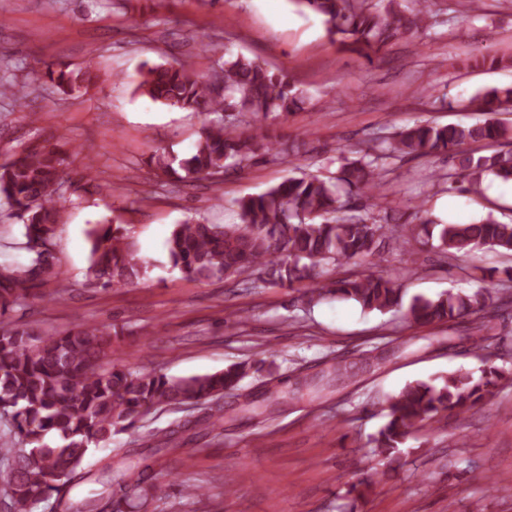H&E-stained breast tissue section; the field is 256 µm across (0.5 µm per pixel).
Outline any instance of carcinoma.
I'll return each mask as SVG.
<instances>
[{
    "label": "carcinoma",
    "mask_w": 512,
    "mask_h": 512,
    "mask_svg": "<svg viewBox=\"0 0 512 512\" xmlns=\"http://www.w3.org/2000/svg\"><path fill=\"white\" fill-rule=\"evenodd\" d=\"M302 10L324 18L333 42L373 62L387 45L427 33V16L369 0H293ZM88 60L78 70L46 67L43 77L70 92L94 78ZM136 90L155 103L204 115L189 153L176 159L157 149L150 166L169 180H208L230 165L259 157L286 160L291 149L268 135L263 121L285 119L305 102L291 76L272 71L238 53L219 58L207 75L178 59L144 65ZM470 107L486 115L475 124L416 123L395 133L376 152L358 147V158H342L337 175H290L264 192L238 202V224L191 219L175 225L165 246L173 266L195 278L243 274L257 282L291 288L310 281L306 303L326 298L349 300L365 312L402 306L395 278L381 268L383 250L395 242L407 249L425 235L447 256L480 250L512 252V223L491 217L473 224H439L427 219L409 225L397 238L389 224L374 216V191L391 173L383 158L446 154L456 173L442 176L450 190H475L487 176L512 181V148L475 155L466 146L506 141L512 126L496 115L512 112V85L475 93ZM65 152L49 142H35L0 162V198L22 221V260L0 265V495L8 512H34L50 503L51 512H142L160 489L148 459L176 440L173 430L164 445L145 449L115 448L106 461L86 465L90 448L109 445L112 435L132 427L145 413L198 404L236 390L263 364H234L220 371L173 378L154 371H131L117 363L106 367L112 330L83 324L57 332L24 326L7 313L37 297L35 288L54 273L52 254L66 198ZM86 280L95 288H120L146 274L132 231L103 221L87 230ZM362 267L353 276L324 283L327 264ZM495 271L482 276L484 286L471 294L416 297L406 309L417 327L449 324L482 310L497 286ZM512 372L487 361L479 372L457 369L433 382L414 381L384 400L387 422L373 437L378 455L392 457L410 435L437 415H460L493 396ZM95 486L92 495L70 499L67 485Z\"/></svg>",
    "instance_id": "1"
}]
</instances>
